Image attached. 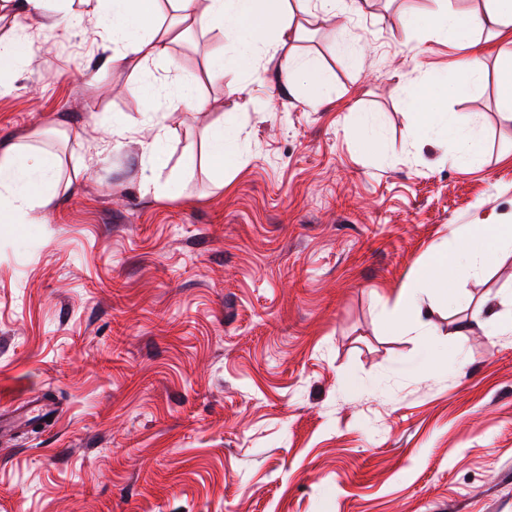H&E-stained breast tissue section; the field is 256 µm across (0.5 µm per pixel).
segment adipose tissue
I'll use <instances>...</instances> for the list:
<instances>
[{
  "instance_id": "1",
  "label": "adipose tissue",
  "mask_w": 512,
  "mask_h": 512,
  "mask_svg": "<svg viewBox=\"0 0 512 512\" xmlns=\"http://www.w3.org/2000/svg\"><path fill=\"white\" fill-rule=\"evenodd\" d=\"M112 3V58L116 61L146 62L167 55L164 37L159 34V17L144 8L141 0H108ZM181 22L205 31L230 37L238 48L237 56L251 58L256 52L279 55L284 82L307 81L314 100L326 94V79L313 58L297 53L296 47L307 34V27L336 9V0H209L199 8V0H168ZM435 7L426 16L429 36L452 39L468 47L475 32L486 31L506 38L512 36V0H482L481 7L457 11L453 0H434ZM30 18L56 20L48 14V0H21L18 9L0 5V60L16 57V47ZM269 43H262V35ZM409 116L413 136L426 138L445 127L455 140V158L468 163L477 157L476 138L463 134L460 122H443L433 112L418 111V104L428 96L413 88ZM62 161L44 149L18 144L0 146V209L10 213L14 223H27L36 208L49 206L57 195ZM461 246L455 251L434 250L416 270L410 283L402 288L398 305L401 320L392 322L391 330L430 335L431 308L423 304L424 296L436 293L447 296L451 275L473 273L495 263L502 250L512 246V224H468L457 233Z\"/></svg>"
}]
</instances>
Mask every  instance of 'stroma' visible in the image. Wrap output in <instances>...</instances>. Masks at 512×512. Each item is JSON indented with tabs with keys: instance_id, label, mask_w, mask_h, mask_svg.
<instances>
[{
	"instance_id": "obj_1",
	"label": "stroma",
	"mask_w": 512,
	"mask_h": 512,
	"mask_svg": "<svg viewBox=\"0 0 512 512\" xmlns=\"http://www.w3.org/2000/svg\"><path fill=\"white\" fill-rule=\"evenodd\" d=\"M433 7L339 0L297 47L329 78L319 107L276 58L211 76L219 36L175 35L166 5L169 55L136 69L92 21H30L0 64V143L41 131L67 188L34 223L0 213V409L43 393L59 414L0 438V512H512V334L490 331L512 321V252L455 280L467 303L432 336L389 328L456 226L512 222V42L477 34L483 79L437 102L479 164L407 136V88L465 55L427 38ZM187 85L207 109L177 111ZM127 123L169 126L163 166ZM219 124L238 158L185 154ZM433 341L442 363L409 371Z\"/></svg>"
}]
</instances>
